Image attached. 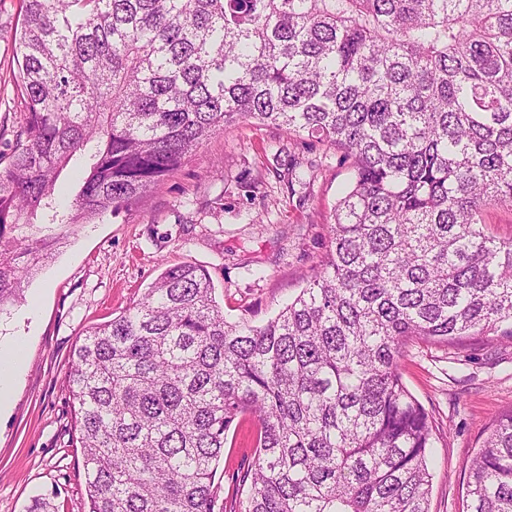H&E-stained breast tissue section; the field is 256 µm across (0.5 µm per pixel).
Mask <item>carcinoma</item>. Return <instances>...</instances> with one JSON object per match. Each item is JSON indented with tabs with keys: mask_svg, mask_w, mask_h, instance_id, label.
Listing matches in <instances>:
<instances>
[{
	"mask_svg": "<svg viewBox=\"0 0 512 512\" xmlns=\"http://www.w3.org/2000/svg\"><path fill=\"white\" fill-rule=\"evenodd\" d=\"M20 126L0 170V315L53 255L39 220L128 208L202 140L254 120L350 159L327 260L262 325L193 265L90 328L69 389L87 512H224L228 432L257 428L244 512H429L432 426L402 341L512 337V0H22ZM96 149L75 203L60 173ZM467 512H512V412ZM482 224L489 232L504 241L512 239V208L491 206L482 214Z\"/></svg>",
	"mask_w": 512,
	"mask_h": 512,
	"instance_id": "cac0c4a2",
	"label": "carcinoma"
}]
</instances>
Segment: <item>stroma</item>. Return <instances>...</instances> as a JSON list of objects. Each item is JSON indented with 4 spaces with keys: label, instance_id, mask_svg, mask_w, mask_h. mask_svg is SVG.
Segmentation results:
<instances>
[{
    "label": "stroma",
    "instance_id": "obj_1",
    "mask_svg": "<svg viewBox=\"0 0 512 512\" xmlns=\"http://www.w3.org/2000/svg\"><path fill=\"white\" fill-rule=\"evenodd\" d=\"M21 0H0V152L20 113L14 33ZM303 181H292L293 163ZM344 153L274 125L242 122L203 140L136 206L103 220L58 226L62 242L23 297L0 317V340L24 343L14 396L0 410V512L49 497L55 512H85V474L67 388L73 349L94 325L143 297L166 268L205 269L228 321L261 325L310 281L326 258L328 226L349 176ZM402 381L433 426L429 512H466L470 463L490 425L512 410V337L450 347L420 338L403 347ZM256 430H230L214 477L225 512H243Z\"/></svg>",
    "mask_w": 512,
    "mask_h": 512
}]
</instances>
